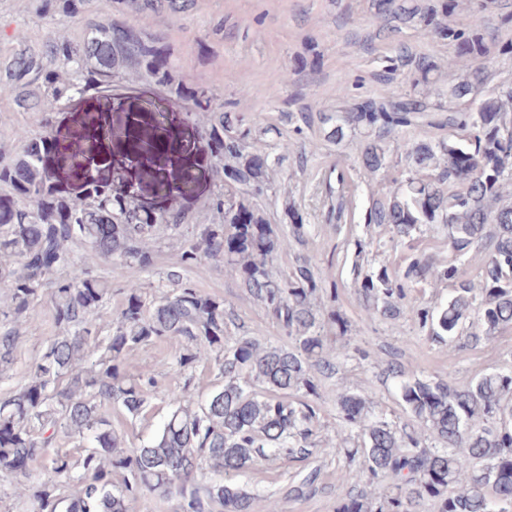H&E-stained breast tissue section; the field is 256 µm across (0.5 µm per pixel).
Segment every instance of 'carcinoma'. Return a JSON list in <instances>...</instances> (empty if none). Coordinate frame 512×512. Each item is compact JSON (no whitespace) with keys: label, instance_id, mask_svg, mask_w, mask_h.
Here are the masks:
<instances>
[{"label":"carcinoma","instance_id":"obj_1","mask_svg":"<svg viewBox=\"0 0 512 512\" xmlns=\"http://www.w3.org/2000/svg\"><path fill=\"white\" fill-rule=\"evenodd\" d=\"M30 2L39 20L68 19L82 37L73 42L54 32L0 54V86L11 89L14 111L51 117L90 92L112 95L122 74L129 82L147 76L172 86L189 110L202 114L224 190L209 200L218 221L185 230L180 213L141 209L113 196L107 183L59 190L46 159L60 145L47 132L23 127L10 146L0 145V282L8 284L0 302V378L11 377L19 326H33L27 315L49 280L58 328L24 383L0 398V481L12 486L21 512H134L147 494L175 502V512H252L253 497L229 475L311 454L315 411L292 396H318L315 373L335 371L333 348L318 333L323 319L341 332L345 326L326 311L307 264L284 275L275 270L278 237L255 202L272 188L269 155L253 151L251 131L235 129L212 86L172 84L163 39L145 33L150 19L186 13L196 0H110L133 23L92 13V0ZM458 6L459 0H372L376 15L419 25L454 46L458 72L442 88L430 77L438 67L423 63L413 93L350 105L340 84L342 105L320 113V120L330 142L366 130L361 164L371 175L386 167L389 144L400 153L402 171L382 183L371 222L388 225L392 239L411 250L428 230L441 228L448 238L446 260L420 252L402 275L386 267L358 270L366 317L392 320L407 310L432 337L463 334L476 343L512 328V87L481 93L493 64L483 34L487 4L469 8L467 33L448 24ZM433 94L467 99L472 107L446 109ZM439 124L448 127V138H396L403 128ZM347 190L340 171L336 186H328L336 194L328 219L342 221ZM163 238L180 242L182 266L224 263L291 344L232 335L224 300L178 286L173 274L174 289L151 300L140 283L128 284L112 335L100 336L97 316L111 288L91 265L118 258L148 270L151 243ZM74 245L83 248L78 263L70 260ZM471 254L481 262L478 286L464 269ZM412 282L431 288L446 282L448 300L423 307ZM163 339L179 341L175 364L183 372L214 356L224 386L201 403L184 390L170 392L160 434L130 448L108 412L118 407L137 417L145 411L154 376L146 371L135 379L126 363L131 352ZM388 373L400 378L404 412L434 445L377 413L367 396L341 393L338 420L357 429L360 444L326 449L358 463L339 481L355 485L367 474L385 487L378 497L364 489L346 493L336 512H417L423 505L434 512H512V370L466 385L451 374L431 382L406 378L395 367ZM62 437L90 446L76 459L50 452Z\"/></svg>","mask_w":512,"mask_h":512}]
</instances>
